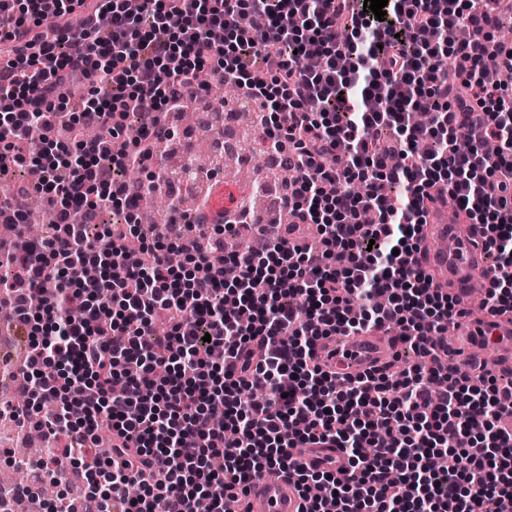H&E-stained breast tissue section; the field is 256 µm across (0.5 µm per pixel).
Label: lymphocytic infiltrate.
<instances>
[{
    "label": "lymphocytic infiltrate",
    "instance_id": "lymphocytic-infiltrate-1",
    "mask_svg": "<svg viewBox=\"0 0 512 512\" xmlns=\"http://www.w3.org/2000/svg\"><path fill=\"white\" fill-rule=\"evenodd\" d=\"M494 3L388 0L379 20L364 0H0V175L43 173L0 198V223L22 225L35 193L55 224L0 248L29 338L11 414L52 443L24 469H78L94 512H226L261 469L292 473L306 512H505L512 387L448 366L462 303L410 265L443 188L484 237L485 310L512 317V95L485 78L512 49L492 42ZM219 78L296 173L258 253L224 251L244 208L209 230L139 220ZM393 324L424 362L340 379L314 361L316 337ZM305 438L336 444L349 476L297 467Z\"/></svg>",
    "mask_w": 512,
    "mask_h": 512
}]
</instances>
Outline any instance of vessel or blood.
Returning a JSON list of instances; mask_svg holds the SVG:
<instances>
[{
	"label": "vessel or blood",
	"instance_id": "obj_1",
	"mask_svg": "<svg viewBox=\"0 0 512 512\" xmlns=\"http://www.w3.org/2000/svg\"><path fill=\"white\" fill-rule=\"evenodd\" d=\"M427 224L423 227L420 252L421 268L435 285L449 289L460 299H468L484 290V281L474 276L484 259L480 232L466 223L462 213L434 203L429 207ZM491 341L497 350L499 364L512 363V324L495 328L491 338L480 336L476 326L458 336L454 357L469 371L485 367L483 357L474 355V348ZM318 362L337 376H356L388 364L392 355L389 337L365 329L351 336H321L315 342ZM296 463L310 470L329 471L337 478H346L350 468L344 453L330 443L304 442L292 448ZM249 512H300L302 500L292 477L281 475L273 481H253L248 489Z\"/></svg>",
	"mask_w": 512,
	"mask_h": 512
}]
</instances>
